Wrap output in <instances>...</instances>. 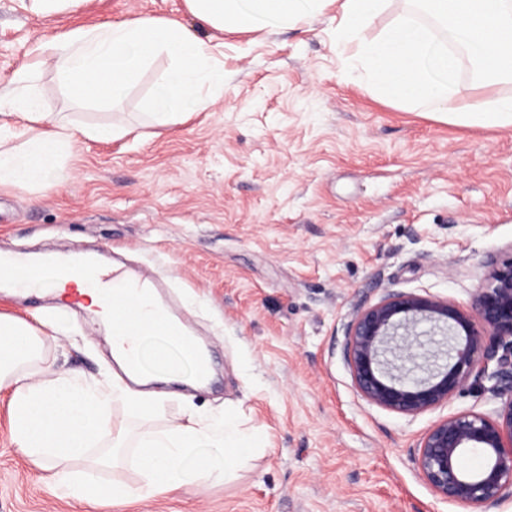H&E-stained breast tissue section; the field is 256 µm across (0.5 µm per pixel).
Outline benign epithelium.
<instances>
[{"instance_id":"7a95c632","label":"benign epithelium","mask_w":512,"mask_h":512,"mask_svg":"<svg viewBox=\"0 0 512 512\" xmlns=\"http://www.w3.org/2000/svg\"><path fill=\"white\" fill-rule=\"evenodd\" d=\"M343 353L361 396L403 415L429 412L469 382L480 384L499 406L433 424L416 463L435 494L470 512L512 497V256L490 265L469 308L409 291L357 306ZM471 450L484 456L475 474L460 465Z\"/></svg>"}]
</instances>
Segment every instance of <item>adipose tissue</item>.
Listing matches in <instances>:
<instances>
[{
    "label": "adipose tissue",
    "instance_id": "obj_1",
    "mask_svg": "<svg viewBox=\"0 0 512 512\" xmlns=\"http://www.w3.org/2000/svg\"><path fill=\"white\" fill-rule=\"evenodd\" d=\"M330 0H185L188 13L215 32L288 28L321 16ZM165 67H156L159 57ZM50 70L70 106L122 113L130 87L152 75L147 122L183 123L224 96V64L210 40L180 21L140 17L79 27L40 43L31 61L0 79V189H41L65 176L81 139L118 140L127 124H76L69 113L46 112L36 79ZM65 282L87 283L88 307L107 325L118 360L132 337L120 304L139 286L121 272L87 273L77 262L61 272ZM45 334L25 320L0 315V392L9 396L15 448L45 470L59 493L97 505L94 474L132 462L139 481L111 487L113 504L148 501L190 486L229 481L237 463L256 451L255 435L185 409L184 420L163 425L165 400L112 383H83L58 372L45 353ZM133 411V424L112 419L115 401Z\"/></svg>",
    "mask_w": 512,
    "mask_h": 512
}]
</instances>
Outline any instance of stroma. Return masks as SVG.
Wrapping results in <instances>:
<instances>
[{"label":"stroma","instance_id":"obj_1","mask_svg":"<svg viewBox=\"0 0 512 512\" xmlns=\"http://www.w3.org/2000/svg\"><path fill=\"white\" fill-rule=\"evenodd\" d=\"M194 20L184 0H83L44 17L0 0V78L52 35L137 16ZM337 6L313 24L214 33L224 97L172 128L137 124L80 144L66 178L0 191V253L105 251L159 283L213 347L212 383L165 401L256 430L234 480L96 510L59 497L12 443L0 397V512H466L421 478L416 448L452 414L497 403L467 390L406 416L370 405L343 360L354 308L391 290L470 306L489 262L512 255V127H461L380 97L346 65ZM47 288L0 297L40 325ZM46 343L59 370L118 376L111 333L88 311Z\"/></svg>","mask_w":512,"mask_h":512}]
</instances>
